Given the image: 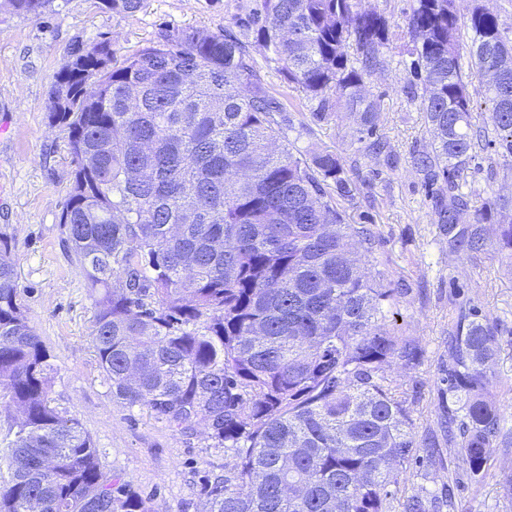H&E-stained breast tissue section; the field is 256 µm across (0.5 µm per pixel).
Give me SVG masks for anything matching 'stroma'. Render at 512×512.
Listing matches in <instances>:
<instances>
[{"instance_id": "35a3bbf8", "label": "stroma", "mask_w": 512, "mask_h": 512, "mask_svg": "<svg viewBox=\"0 0 512 512\" xmlns=\"http://www.w3.org/2000/svg\"><path fill=\"white\" fill-rule=\"evenodd\" d=\"M55 11L39 17L0 6V227L13 237V255L22 302L54 365L49 396L64 415L77 418L92 438L103 472L130 481L153 512H203L207 477L223 473L233 459L201 431L184 434L155 420L147 408L113 401L98 367L90 336L95 302L82 271L62 243L59 224L74 165L65 133L46 109L54 74L75 42L107 37L124 57L185 28L220 35L233 28L246 0H145L142 10L120 17L99 9L97 0H57ZM251 54L265 88L282 104L291 122L287 137L301 150H333L357 187L349 208L352 223L376 235L375 256L391 287L403 294L388 327L415 340L421 364L407 374L388 369L407 398L416 440L439 430L448 396L450 293L483 313L500 318L507 331L495 355L497 402L512 432V265L495 249L474 256L449 254L434 222L422 177L412 153L428 143L418 101L406 93L410 59L399 43L386 52V77L371 79L381 100L379 133L399 162L361 152L351 119L317 122L314 110L259 49ZM466 183L481 198L512 197V157L476 159ZM444 465L429 471L422 462L406 470L400 496L435 490L449 478L459 483L457 512H512L500 482L512 473V446L494 443L480 476L459 467L456 450H444Z\"/></svg>"}]
</instances>
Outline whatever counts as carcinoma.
<instances>
[{
    "mask_svg": "<svg viewBox=\"0 0 512 512\" xmlns=\"http://www.w3.org/2000/svg\"><path fill=\"white\" fill-rule=\"evenodd\" d=\"M5 2L37 18L55 0ZM100 3L132 17L144 0ZM236 26L165 34L121 60L103 38L70 48L54 76L47 109L75 165L60 224L95 298L91 343L112 399L231 453L207 479L206 512H456L449 484L398 497L416 444L384 367L414 370L423 352L386 330L401 292L374 264L372 231L348 222L339 155L294 149L250 53L317 103L314 119L356 116L358 141L391 167L366 82L388 70L390 23L358 0H251ZM404 39L430 136L414 166L435 188L448 253L492 246L512 263V199L477 206L462 191L478 152L512 157V42L484 0H414ZM12 240L0 228V403L21 414L0 512H151L52 406ZM501 334L463 306L449 333L448 447L474 475L502 435Z\"/></svg>",
    "mask_w": 512,
    "mask_h": 512,
    "instance_id": "obj_1",
    "label": "carcinoma"
}]
</instances>
